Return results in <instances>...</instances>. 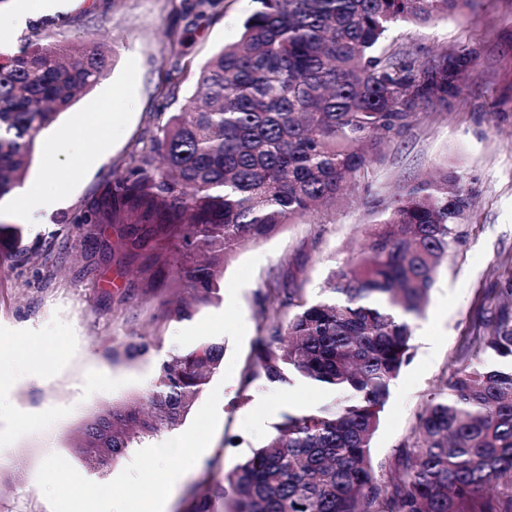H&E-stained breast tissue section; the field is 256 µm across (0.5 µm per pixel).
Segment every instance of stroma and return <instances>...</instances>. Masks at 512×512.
<instances>
[{"label": "stroma", "instance_id": "obj_1", "mask_svg": "<svg viewBox=\"0 0 512 512\" xmlns=\"http://www.w3.org/2000/svg\"><path fill=\"white\" fill-rule=\"evenodd\" d=\"M185 3L75 0L67 15L35 12L13 34L18 46L28 40L91 45L112 59L105 77L38 137L26 184L39 181L51 135L70 127L77 115L93 111L108 94L119 114L109 140L91 127L81 135L84 156L102 151L105 161L82 180L64 176L50 183V191L65 198V207L44 223L23 225L20 243L0 251V338L23 335L33 349L46 336L59 341L50 357L30 356L19 363L13 353L0 354L12 367L10 378L0 382V457L20 455L29 462L21 471L0 466L5 484L0 498L15 512H51L36 484L43 459L66 454L69 434L85 413L98 403L141 393L156 363L179 349L174 335L180 323L160 318L170 274L159 276L155 292H144L141 275L124 272L118 263V231L104 224L90 239L70 218L102 201L107 183L124 172L137 143L158 134L183 109L201 68L238 39L254 7L252 0H224L223 15L198 19L186 13ZM389 42L421 58L456 45L478 48L455 111L418 113L404 134L374 156L365 179L332 208L237 249L224 268L229 278L249 258L258 260L239 292L247 328L243 344L224 341L225 358L235 359L239 369L260 335V294L271 273L287 274L315 296L334 263L357 252L366 231L398 194L445 164L464 173L476 189L465 239L443 264L425 312L414 323V355L392 387L373 441L379 462L391 459L404 442L427 394L452 374L461 339L495 309L500 288L512 281V0H478L463 16L422 28L400 27ZM63 236L67 252L51 257V239ZM141 342L150 346L143 358L107 356L109 348ZM239 378L237 370L230 378L218 373L210 381L220 389L219 422L207 455L216 472L207 473L205 464L192 468L172 489L165 512H186L197 494L223 496L225 472L264 442L281 413L327 398L318 389L258 386L241 404Z\"/></svg>", "mask_w": 512, "mask_h": 512}]
</instances>
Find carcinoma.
<instances>
[{
  "instance_id": "1",
  "label": "carcinoma",
  "mask_w": 512,
  "mask_h": 512,
  "mask_svg": "<svg viewBox=\"0 0 512 512\" xmlns=\"http://www.w3.org/2000/svg\"><path fill=\"white\" fill-rule=\"evenodd\" d=\"M253 2L240 39L201 68L189 103L108 182L107 209L71 219L122 225L130 263L152 239L149 266L172 269L190 290L165 301L169 320L190 321L218 298L238 246L335 203L418 113L452 111L478 56L469 45L423 60L385 47L398 26L458 16L474 0ZM222 7L190 3L200 17ZM110 66L97 48L32 42L0 56V199L22 183L40 133ZM471 205L464 176L441 166L385 208L317 297L270 276L240 402L258 383L301 382L334 398L280 415L266 442L224 475L222 512H512L511 286L459 344L452 376L428 394L389 464L372 457L412 356L413 321L461 244ZM223 361L218 339L159 361L145 392L99 404L69 447L107 472L179 426Z\"/></svg>"
}]
</instances>
